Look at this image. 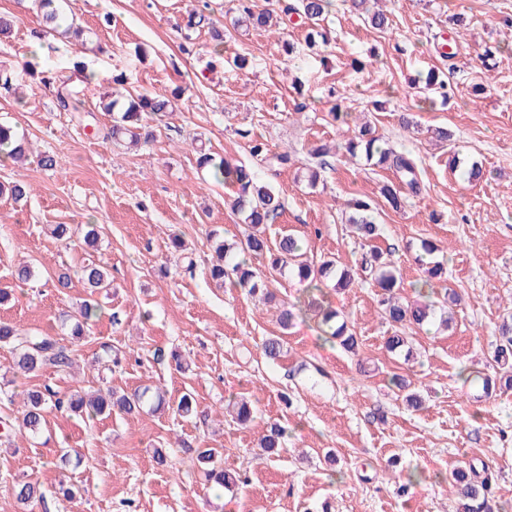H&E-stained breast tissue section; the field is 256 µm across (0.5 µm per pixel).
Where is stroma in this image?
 Listing matches in <instances>:
<instances>
[{"label":"stroma","mask_w":512,"mask_h":512,"mask_svg":"<svg viewBox=\"0 0 512 512\" xmlns=\"http://www.w3.org/2000/svg\"><path fill=\"white\" fill-rule=\"evenodd\" d=\"M387 28L369 27L336 0L325 23L327 43L308 47L299 17L283 34L238 29L226 41L217 32L233 16L225 0H66L65 12L84 31L82 40L53 39L41 47L36 71L26 63L42 21L34 0H0V15L16 17L13 35L0 40V67L12 73L0 87V122L14 127L29 150L25 164L0 163V182L29 185L27 199L0 198V320L17 329L46 332L74 345L75 365L45 368L24 378L0 348V417H17L7 393L50 385L60 393L112 386L132 393L153 385L166 390L167 407L134 416L86 421L57 410L32 437L0 439V512H455L445 479L456 467L493 465L495 512H512V389L478 402L466 378L493 364L498 327L512 319V0H379ZM205 21L187 28L190 12ZM241 54L239 69L217 61ZM435 68L448 77L446 102L428 105L410 83ZM125 75L126 90L172 99L173 110L149 123L153 133L137 146L103 138L113 124L101 95ZM49 84H42V77ZM82 101L63 111L58 87ZM336 89L349 124L371 121L396 151L419 163L421 192L393 210L380 186L393 170L337 152L308 184L312 147L341 140L329 114ZM453 138L435 139V127ZM292 161L272 167L253 158L251 140ZM245 163L270 183L283 205L267 226L270 240L301 238L308 258L334 259L351 268L354 283L326 298L346 317L360 342L358 355L325 341L314 320H296L281 333V304L301 296L292 274L265 271L275 297L258 303L209 276L215 239L239 244L244 226L230 209L231 193L197 167L200 151ZM53 154L56 169L38 162ZM478 161L482 180L452 170L451 156ZM373 201L381 228L370 246L391 250L403 294L415 300L423 276L415 257L421 241L436 244L447 268V287L460 296L453 321L412 332L414 357L384 347L392 326L380 314L378 290L357 268L366 247L347 224L348 199ZM54 224H95V248L81 238L56 239ZM181 234L186 249L171 247ZM196 262L184 274L185 254ZM112 275L97 293L103 312L88 337L73 342L59 315L76 311L88 292L76 271L85 259ZM34 274L19 283L15 268ZM70 273L68 287L58 284ZM283 334L277 360L261 346ZM123 354L119 367L94 369L102 344ZM189 364L176 369L169 352ZM404 376L422 399L406 406L389 384ZM193 392L202 415L176 412ZM253 402L247 425L225 412L229 397ZM288 432L279 455H262L259 440L271 424ZM166 449L167 467L153 451ZM196 448H217L243 483L209 489L192 459ZM78 490L74 501L57 493L58 462ZM421 482L402 492L410 473ZM39 482L43 502L26 508L14 486Z\"/></svg>","instance_id":"35a3bbf8"}]
</instances>
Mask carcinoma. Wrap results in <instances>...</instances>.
Listing matches in <instances>:
<instances>
[{
    "mask_svg": "<svg viewBox=\"0 0 512 512\" xmlns=\"http://www.w3.org/2000/svg\"><path fill=\"white\" fill-rule=\"evenodd\" d=\"M57 0H39L44 27L61 36L82 34V30L66 23L64 11L57 5ZM228 11L237 14L238 18L257 29L271 26L273 14L268 9H260L255 0H230ZM331 6L330 0H299V4L290 5L283 9L284 15L296 14L310 25L308 45L316 44V39L325 43L327 32L320 27ZM425 90L448 97L447 83L434 69L428 71L425 78ZM171 107L170 100L152 96L146 92L128 94L123 101L109 100L103 105L106 112H118L120 117L108 132L112 140L119 142L138 140L139 122L149 116H159ZM0 147L7 150L11 159L20 157L25 151L24 139L16 130L0 123ZM338 148L345 150L352 157L361 155L364 159L377 166L392 164L397 181L380 187V195L394 209H399L402 196L406 193L417 194L421 191L418 179L417 165L413 158L406 155H396L392 149L381 144V138L375 134L373 127L366 123L359 130L347 128L343 141ZM251 155L263 160L270 159L278 166L291 161L287 152L269 156L266 144L256 142L250 147ZM198 165L216 183L234 189L233 211L243 217L245 238L242 250L254 256H267L268 267L280 270L288 264L297 263V276L304 283L303 295L292 304L282 306L276 322L282 330H288L300 315H309L317 320L322 334L329 341H338L348 352L354 353L359 347L357 336L348 326L342 313L325 304L324 288L331 286L341 292L349 288L354 278L351 271L340 269L333 260H323L320 264L297 262L302 256L303 242L293 236L285 235L276 243H269L265 235V226L281 209V203L272 188L245 165L221 156L203 153L198 159ZM27 186L20 182L0 183V196H7L15 201L25 197ZM352 209L347 223L351 224L357 235L364 241H370L378 236V226L371 215V204L365 200L356 199L348 203ZM220 263L212 266L210 273L215 279L228 280L234 288H240L250 295L263 294L271 296L266 291L262 273L245 259H230V248L224 244L217 246ZM363 264L373 281V285L381 290L379 304L384 319L394 328V333L387 337L385 345L391 352L402 351L408 347V337L404 330L413 325H422L435 313V302L428 300L430 295L437 293L440 283L446 281L445 271L438 263H428L424 269V279L419 284L420 289L427 290L426 300L422 302L400 304L395 300V292L401 288L402 277L396 267L391 265L381 251H371L370 258L363 259ZM81 279L84 286L91 291L106 290L112 286L109 272L100 264L90 261L81 266ZM99 304L93 299L83 302L76 316V322L71 327V335L81 339L90 331L98 316ZM499 344L494 351V362L499 366L508 364L512 356V324L504 323L499 328ZM0 347L9 349L13 357V370L20 375H34L47 367L59 371L69 369L74 364V349L63 345L49 334H23L14 326L0 322ZM465 382L481 387L489 394L502 387L512 388V372L493 375L476 372L468 376ZM391 383L398 390L405 392V402L418 408L422 405L420 396L408 391L409 384L401 376H395ZM152 402L162 403L161 390L145 388L132 394H117L108 388L99 389L89 397L81 394L62 395L52 387L45 385L40 388L27 390L22 396V407L18 417L20 430L31 435H38L46 426V411L54 408L67 411L74 415L96 418L105 414L110 415L116 410L124 415L139 413L143 407ZM284 429L278 425L270 426L261 441L263 454L272 456L282 448ZM195 460L206 478L215 484L230 489L241 481L236 471L224 469L222 457L212 448L196 450ZM489 466L483 467L485 477L473 468L461 466L452 471L446 479L449 492L455 496L456 512H492L489 504V478L486 473ZM15 497L24 505L36 504L44 499V493L37 482L22 481L16 483Z\"/></svg>",
    "mask_w": 512,
    "mask_h": 512,
    "instance_id": "1",
    "label": "carcinoma"
}]
</instances>
